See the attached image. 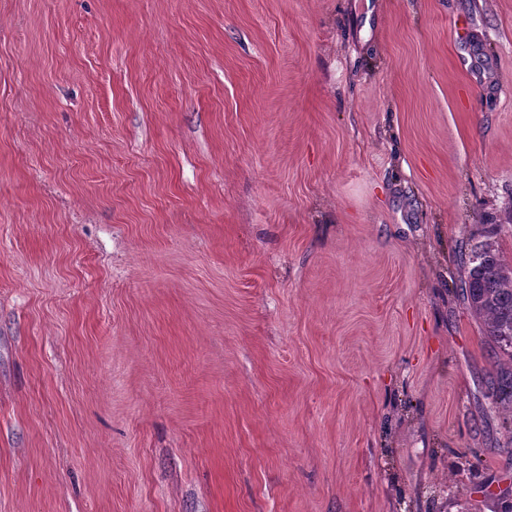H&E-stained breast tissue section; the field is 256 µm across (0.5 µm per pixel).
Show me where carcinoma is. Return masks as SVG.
<instances>
[{
    "mask_svg": "<svg viewBox=\"0 0 512 512\" xmlns=\"http://www.w3.org/2000/svg\"><path fill=\"white\" fill-rule=\"evenodd\" d=\"M493 234L490 230L483 239L468 241L463 258L467 272L459 289L471 311L482 318L487 336L507 351L508 362L500 365L494 395L512 406V276L505 275L512 265L500 255Z\"/></svg>",
    "mask_w": 512,
    "mask_h": 512,
    "instance_id": "cac0c4a2",
    "label": "carcinoma"
}]
</instances>
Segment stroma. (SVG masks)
<instances>
[{"instance_id":"1","label":"stroma","mask_w":512,"mask_h":512,"mask_svg":"<svg viewBox=\"0 0 512 512\" xmlns=\"http://www.w3.org/2000/svg\"><path fill=\"white\" fill-rule=\"evenodd\" d=\"M511 213L512 0H0V512H512ZM493 230L466 244L462 260L467 272L459 289L471 311L482 318L487 336L500 349H509L508 362L496 375L494 395L500 404L512 406V276L504 274L512 265L500 255Z\"/></svg>"}]
</instances>
